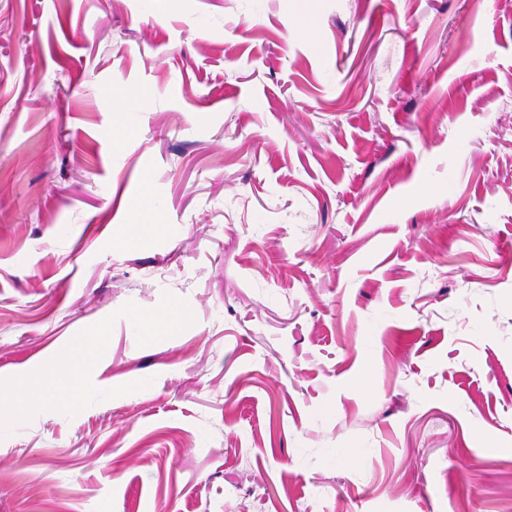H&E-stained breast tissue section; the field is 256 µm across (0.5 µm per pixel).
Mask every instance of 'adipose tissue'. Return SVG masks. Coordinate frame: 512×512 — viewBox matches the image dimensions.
Here are the masks:
<instances>
[{"mask_svg":"<svg viewBox=\"0 0 512 512\" xmlns=\"http://www.w3.org/2000/svg\"><path fill=\"white\" fill-rule=\"evenodd\" d=\"M104 343V337H87L68 357L45 363L28 381L26 401L39 405L62 390L70 391L80 399H88L89 392L82 384V377L90 369V352L102 349Z\"/></svg>","mask_w":512,"mask_h":512,"instance_id":"adipose-tissue-1","label":"adipose tissue"}]
</instances>
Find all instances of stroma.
I'll return each mask as SVG.
<instances>
[{
	"label": "stroma",
	"instance_id": "35a3bbf8",
	"mask_svg": "<svg viewBox=\"0 0 512 512\" xmlns=\"http://www.w3.org/2000/svg\"><path fill=\"white\" fill-rule=\"evenodd\" d=\"M97 334L0 512H512V0H0V390Z\"/></svg>",
	"mask_w": 512,
	"mask_h": 512
}]
</instances>
